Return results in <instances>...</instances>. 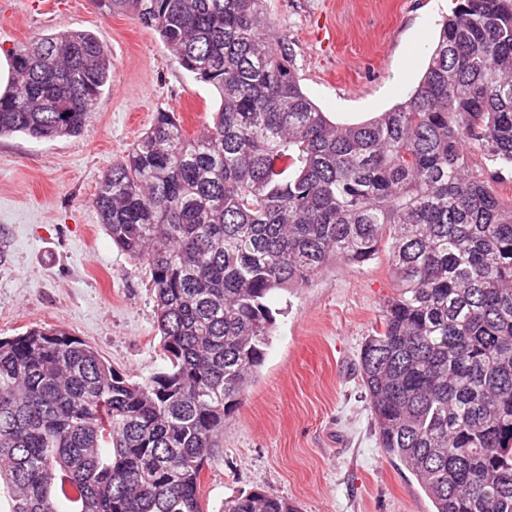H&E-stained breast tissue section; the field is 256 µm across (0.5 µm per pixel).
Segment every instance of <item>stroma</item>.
<instances>
[{"mask_svg": "<svg viewBox=\"0 0 512 512\" xmlns=\"http://www.w3.org/2000/svg\"><path fill=\"white\" fill-rule=\"evenodd\" d=\"M0 51L40 34L94 33L112 57L111 88L82 136L0 137V336L60 327L117 371H160L156 303L144 264L113 244L92 204L98 183L157 110L188 133L211 124L217 91L176 63L157 33L94 0H8ZM454 0H263L294 72L331 120L357 123L403 102L421 79ZM395 292L386 252L330 262L306 287L275 291L263 365L224 423L202 475L205 512L242 491L299 512H433L390 458L358 373L362 344Z\"/></svg>", "mask_w": 512, "mask_h": 512, "instance_id": "35a3bbf8", "label": "stroma"}]
</instances>
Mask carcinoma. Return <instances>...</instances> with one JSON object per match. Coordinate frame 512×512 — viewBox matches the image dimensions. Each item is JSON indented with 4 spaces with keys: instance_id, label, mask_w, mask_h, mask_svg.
I'll use <instances>...</instances> for the list:
<instances>
[{
    "instance_id": "carcinoma-1",
    "label": "carcinoma",
    "mask_w": 512,
    "mask_h": 512,
    "mask_svg": "<svg viewBox=\"0 0 512 512\" xmlns=\"http://www.w3.org/2000/svg\"><path fill=\"white\" fill-rule=\"evenodd\" d=\"M214 87L190 136L158 111L92 201L147 265L165 369L141 381L58 327L0 337L9 512H204L201 481L265 359L273 291L388 245L396 292L359 374L385 453L434 512H512V203L472 150L512 169V0H457L410 95L361 123L304 92L262 0H107ZM0 137L81 136L112 59L89 31L11 52ZM224 512H298L255 491Z\"/></svg>"
}]
</instances>
